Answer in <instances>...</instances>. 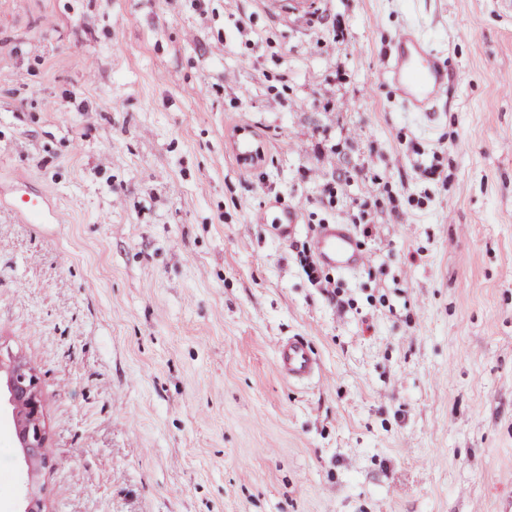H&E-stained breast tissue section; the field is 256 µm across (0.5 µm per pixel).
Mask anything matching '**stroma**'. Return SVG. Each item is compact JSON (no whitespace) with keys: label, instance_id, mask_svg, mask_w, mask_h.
<instances>
[{"label":"stroma","instance_id":"1","mask_svg":"<svg viewBox=\"0 0 512 512\" xmlns=\"http://www.w3.org/2000/svg\"><path fill=\"white\" fill-rule=\"evenodd\" d=\"M409 27L427 130L383 73ZM511 78L512 0H0V350L48 512H512ZM324 224L371 257L334 298ZM19 485L2 421L0 512ZM16 211L27 221L42 218L45 213V198L37 194H22L18 198ZM276 363L288 380L303 381L319 373V364L305 343L298 338L278 342ZM6 414L18 444L26 489L13 512H42L38 479L49 460L45 456L48 435L43 418L39 378L21 358L0 354V419Z\"/></svg>","mask_w":512,"mask_h":512}]
</instances>
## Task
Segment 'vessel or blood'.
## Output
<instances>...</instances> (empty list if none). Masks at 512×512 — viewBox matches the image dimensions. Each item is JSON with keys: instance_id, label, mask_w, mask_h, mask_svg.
<instances>
[{"instance_id": "1", "label": "vessel or blood", "mask_w": 512, "mask_h": 512, "mask_svg": "<svg viewBox=\"0 0 512 512\" xmlns=\"http://www.w3.org/2000/svg\"><path fill=\"white\" fill-rule=\"evenodd\" d=\"M394 44L395 50L385 62V73L398 84L405 111L434 119L433 103L448 79L447 74L436 64L415 30L399 33ZM16 211L28 221L43 217L45 199L37 194L20 195ZM314 252L321 262L343 270L356 268L367 260L358 251L351 230L343 224L322 225L314 241ZM275 354L279 371L288 379L303 381L319 372L317 360L300 339L278 342Z\"/></svg>"}]
</instances>
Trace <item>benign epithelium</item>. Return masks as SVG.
Wrapping results in <instances>:
<instances>
[{
	"instance_id": "benign-epithelium-1",
	"label": "benign epithelium",
	"mask_w": 512,
	"mask_h": 512,
	"mask_svg": "<svg viewBox=\"0 0 512 512\" xmlns=\"http://www.w3.org/2000/svg\"><path fill=\"white\" fill-rule=\"evenodd\" d=\"M6 414L18 444L26 489L14 512H43L38 479L49 460L39 378L21 358L0 354V414Z\"/></svg>"
}]
</instances>
